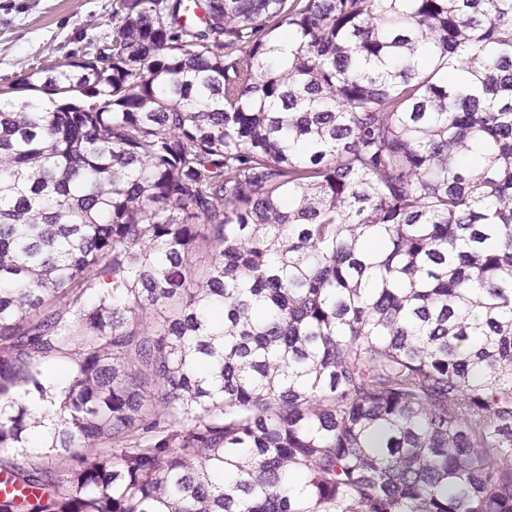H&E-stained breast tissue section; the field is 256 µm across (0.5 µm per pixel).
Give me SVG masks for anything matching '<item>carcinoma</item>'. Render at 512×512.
I'll return each mask as SVG.
<instances>
[{"mask_svg": "<svg viewBox=\"0 0 512 512\" xmlns=\"http://www.w3.org/2000/svg\"><path fill=\"white\" fill-rule=\"evenodd\" d=\"M112 19L0 91V512H512V0Z\"/></svg>", "mask_w": 512, "mask_h": 512, "instance_id": "cac0c4a2", "label": "carcinoma"}]
</instances>
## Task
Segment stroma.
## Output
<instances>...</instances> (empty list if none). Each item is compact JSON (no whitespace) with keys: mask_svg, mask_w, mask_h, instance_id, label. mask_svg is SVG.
I'll use <instances>...</instances> for the list:
<instances>
[{"mask_svg":"<svg viewBox=\"0 0 512 512\" xmlns=\"http://www.w3.org/2000/svg\"><path fill=\"white\" fill-rule=\"evenodd\" d=\"M115 2L0 0V87L20 83L29 66H55L104 45Z\"/></svg>","mask_w":512,"mask_h":512,"instance_id":"stroma-1","label":"stroma"}]
</instances>
